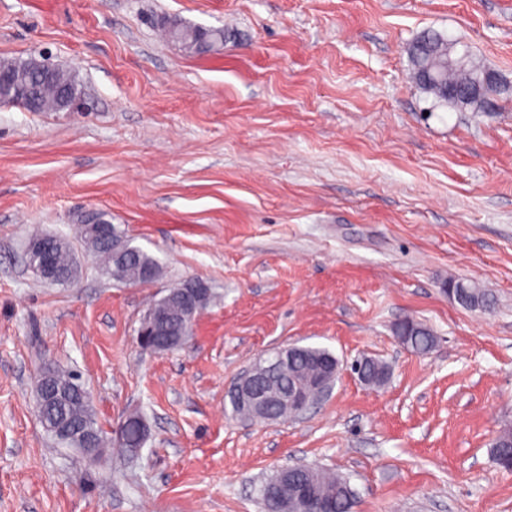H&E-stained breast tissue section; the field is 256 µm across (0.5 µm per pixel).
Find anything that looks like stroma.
<instances>
[{
	"label": "stroma",
	"mask_w": 512,
	"mask_h": 512,
	"mask_svg": "<svg viewBox=\"0 0 512 512\" xmlns=\"http://www.w3.org/2000/svg\"><path fill=\"white\" fill-rule=\"evenodd\" d=\"M226 32L191 55L160 30ZM432 31L512 85V0H0V59L48 54L85 90L75 112L0 106V512H262L294 463L349 480L352 512H512L491 443L512 422V99L437 103L410 78ZM107 212L162 265L107 280L75 238ZM71 240L77 282L47 285L22 244ZM210 288L162 354L137 331L183 278ZM451 278L495 298L462 308ZM411 318L435 347L393 328ZM295 344L343 368L301 417L244 421L227 388ZM385 362L365 386L351 363ZM51 363L89 392L107 438L132 412L138 458L55 448L34 386ZM403 323L402 334L406 336L404 346L418 353L428 352L435 346L436 336L430 328L411 319Z\"/></svg>",
	"instance_id": "1"
}]
</instances>
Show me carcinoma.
<instances>
[{"label": "carcinoma", "mask_w": 512, "mask_h": 512, "mask_svg": "<svg viewBox=\"0 0 512 512\" xmlns=\"http://www.w3.org/2000/svg\"><path fill=\"white\" fill-rule=\"evenodd\" d=\"M165 36L185 50L196 54L217 53L224 47L226 38L222 28H202L185 25L178 21H171L164 27ZM454 44L437 33H426L417 38L410 48V62L412 79L427 94L434 97L439 103H446L459 109H477L481 101L475 99L465 101L454 97L452 90L467 83L470 78L486 72L483 66L471 58L469 51H464V60L436 67L434 62L448 60V48ZM0 75L6 83L0 84V96L6 100L14 101L30 112H64L69 110L71 104L83 97L81 84L76 74L68 68L53 66L45 69L41 58L29 56L27 58L1 59ZM83 228H76L77 237L92 248L97 249V261L101 265L112 262V247L108 241L94 234L86 220ZM131 253L126 260L124 269L125 278L135 285L143 283L142 274L146 270L154 273L160 272L158 260L142 248L130 244L125 240ZM449 285H464L467 294L458 300V304L471 311L490 310L494 306V297L482 288H475L470 282L448 280ZM155 309H164L168 315L169 327L178 333L188 334L191 325L181 318L180 303L160 298L151 304ZM403 334L406 336L405 346L415 352L430 351L436 343V336L430 328L411 319L404 321ZM333 356L329 350L315 346H303L288 360V375L279 380L283 388H288L291 375L298 370L309 372L312 370L311 362L314 360H327ZM37 416L45 432L56 438L52 429L46 425L54 423L65 425L75 430L91 429L97 436L99 447H104L101 430L92 408V403L85 396L75 398L63 397L59 394L44 398L38 408ZM142 415L134 413L129 415L122 423V436L117 447L122 455L129 454L136 448L144 445V433L140 423ZM296 478L305 480L317 487L320 497L332 504L333 512H351L354 502V492L350 485L342 484V477L328 473L311 465H302L294 470Z\"/></svg>", "instance_id": "obj_1"}]
</instances>
